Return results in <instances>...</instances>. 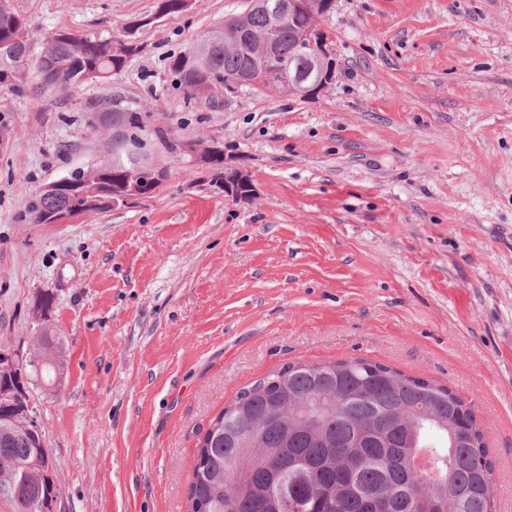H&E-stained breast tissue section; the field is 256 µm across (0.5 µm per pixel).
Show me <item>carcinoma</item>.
Instances as JSON below:
<instances>
[{
    "label": "carcinoma",
    "instance_id": "1",
    "mask_svg": "<svg viewBox=\"0 0 512 512\" xmlns=\"http://www.w3.org/2000/svg\"><path fill=\"white\" fill-rule=\"evenodd\" d=\"M25 14L0 8V85L34 69L41 91L109 77L142 51L123 36L75 35L59 30L34 49ZM272 34L276 68L251 62L245 51L203 34L173 57L169 71L191 95L224 86L252 67L253 82L269 85L288 69L310 73L296 29L253 11L236 38ZM74 210L71 193L40 194L34 222ZM59 337H39V353L0 374L1 385L54 381L61 371ZM35 436L18 408H0V481L14 512H37L34 502L55 501L48 448L35 454ZM493 464L472 405L446 386L354 358L307 365L292 362L240 391L211 420L188 487L187 512H440L448 485L462 512H492Z\"/></svg>",
    "mask_w": 512,
    "mask_h": 512
}]
</instances>
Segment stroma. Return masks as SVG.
<instances>
[{
	"instance_id": "35a3bbf8",
	"label": "stroma",
	"mask_w": 512,
	"mask_h": 512,
	"mask_svg": "<svg viewBox=\"0 0 512 512\" xmlns=\"http://www.w3.org/2000/svg\"><path fill=\"white\" fill-rule=\"evenodd\" d=\"M158 2L13 0L36 46L146 22L107 80L0 86V347L36 351L32 307L51 295L62 372L29 396L52 512H186L197 442L239 391L351 358L471 403L495 510L512 512V0H335L334 78L306 99L188 95L170 59L247 0L161 19ZM115 98L124 111H105ZM211 148L249 200L225 195ZM130 154L165 170L150 194L34 223L48 183ZM208 162L219 174H222L225 193L239 197L253 195V184L249 176L231 165L228 158L224 156V151L218 150Z\"/></svg>"
}]
</instances>
